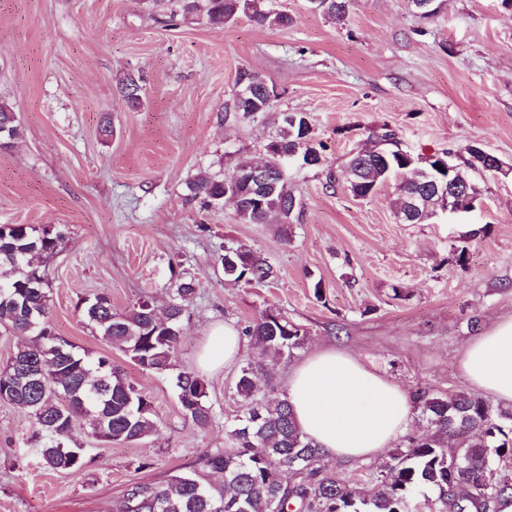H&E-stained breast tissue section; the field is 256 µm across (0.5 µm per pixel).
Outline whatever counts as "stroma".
Listing matches in <instances>:
<instances>
[{"mask_svg":"<svg viewBox=\"0 0 512 512\" xmlns=\"http://www.w3.org/2000/svg\"><path fill=\"white\" fill-rule=\"evenodd\" d=\"M274 6L288 28L174 19L152 0H0V102L23 130L0 149V224L67 228L49 260L51 321L148 392L156 421L151 436L108 445L77 419L88 464L73 476L41 464L29 418L0 402V512H117L132 483L202 469L230 444L238 367L207 374L215 419L198 428L173 374L142 370L97 336L76 310L83 297L109 295L123 312L142 297L165 304L177 277L193 280L179 349L189 369L212 326L242 333L279 308L307 333L294 356L257 370L279 396L291 369L325 347L411 393L471 391L466 347L512 317V175L475 173L481 195L461 225L399 223L395 182L359 199L344 180L351 154L389 130L417 158L476 144L512 165V7L440 0L424 18L411 0H351L337 22L309 0ZM244 69L276 87L274 112L307 115L323 159L289 165L301 209L284 235L188 195L199 173L231 174L275 135L271 115L234 108ZM128 75L141 88L134 110L119 88ZM239 245L267 261L268 279L225 277L220 258Z\"/></svg>","mask_w":512,"mask_h":512,"instance_id":"stroma-1","label":"stroma"}]
</instances>
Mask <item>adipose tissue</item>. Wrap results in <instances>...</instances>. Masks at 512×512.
<instances>
[{
    "mask_svg": "<svg viewBox=\"0 0 512 512\" xmlns=\"http://www.w3.org/2000/svg\"><path fill=\"white\" fill-rule=\"evenodd\" d=\"M243 338L230 326L208 336L203 370L233 366ZM461 368L478 391L512 404V318L496 322L466 348ZM288 399L301 431L333 460L374 458L390 448L413 413L410 394L367 369L356 357L333 348L311 353L288 376Z\"/></svg>",
    "mask_w": 512,
    "mask_h": 512,
    "instance_id": "1",
    "label": "adipose tissue"
}]
</instances>
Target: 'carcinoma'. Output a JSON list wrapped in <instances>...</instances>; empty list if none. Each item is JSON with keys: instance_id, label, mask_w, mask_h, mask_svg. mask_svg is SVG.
<instances>
[{"instance_id": "cac0c4a2", "label": "carcinoma", "mask_w": 512, "mask_h": 512, "mask_svg": "<svg viewBox=\"0 0 512 512\" xmlns=\"http://www.w3.org/2000/svg\"><path fill=\"white\" fill-rule=\"evenodd\" d=\"M170 18L204 12L215 26L244 13L262 26L286 28L287 13L260 8L263 0H171ZM350 0H317L314 8L342 20ZM265 107L258 95L235 98V109L245 117ZM297 112L275 116L278 132L271 149L304 153L301 127L293 125ZM0 138L21 135L12 107L0 103ZM396 134L387 131L373 145L349 161L354 181L349 190L364 199L379 190L403 166ZM268 172L275 185L241 184L237 207L240 218L252 224L273 219L280 231L291 223L295 195L279 167L283 157L269 155ZM479 171L512 173L499 169L476 145L465 148L454 176L470 179ZM225 179L199 174L188 188L206 206L224 204ZM427 192L422 177H403L391 201L394 213L409 208L411 198ZM65 239L55 226L0 225V324L29 336L10 359L0 365V401L27 414L32 438L43 465L77 474L85 470L84 449L78 445L74 417L87 419L92 434L105 443H134L155 429L153 401L138 389L107 357L92 359L56 333L50 319L49 268L36 257L54 253ZM223 259L224 276L250 283L270 274L266 260L239 246ZM195 293L193 283L180 281L172 299L158 305L141 298L126 312L112 309L105 294L78 303L82 319L102 338L119 346L145 371L176 372L175 390L181 409L192 423L206 428L213 422L207 382L195 371L177 370L182 321ZM254 337L257 355L240 369L235 392L242 416L230 431L232 446L207 456V470L224 476L219 486L204 472L179 473L157 485L135 483L127 491L120 512H412V493L423 487L438 490L439 512H500L512 501V405H493L465 391L446 395L430 389L416 393L414 403L427 432L409 439L396 450L370 492L362 493L334 471L320 466L321 449L298 427L288 397L271 398L256 383L255 369L268 359L292 356L303 348L306 331L282 312L268 308L246 330Z\"/></svg>"}]
</instances>
